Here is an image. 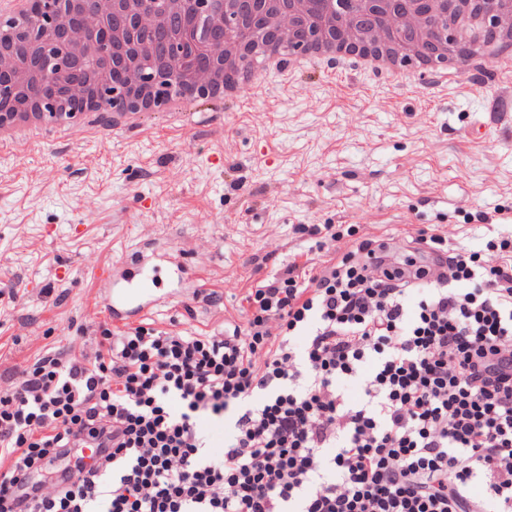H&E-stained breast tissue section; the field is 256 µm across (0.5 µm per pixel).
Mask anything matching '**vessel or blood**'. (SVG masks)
<instances>
[{"label": "vessel or blood", "instance_id": "b4317fda", "mask_svg": "<svg viewBox=\"0 0 512 512\" xmlns=\"http://www.w3.org/2000/svg\"><path fill=\"white\" fill-rule=\"evenodd\" d=\"M188 276V267L171 253L140 247L134 264L114 280L104 310L114 322L124 325L146 319L160 303V284L167 281L177 285Z\"/></svg>", "mask_w": 512, "mask_h": 512}]
</instances>
